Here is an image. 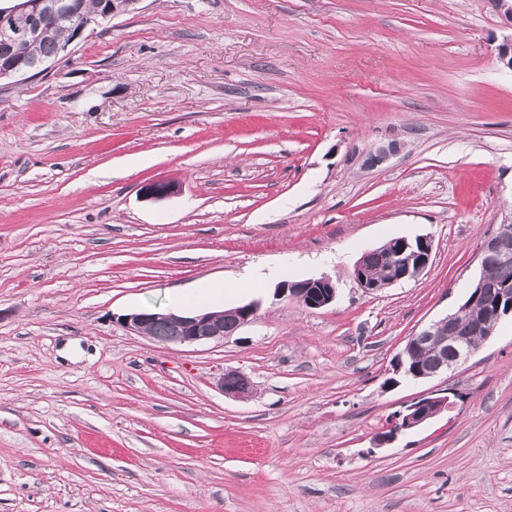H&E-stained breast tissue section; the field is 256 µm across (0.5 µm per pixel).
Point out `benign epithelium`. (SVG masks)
<instances>
[{"instance_id": "obj_1", "label": "benign epithelium", "mask_w": 512, "mask_h": 512, "mask_svg": "<svg viewBox=\"0 0 512 512\" xmlns=\"http://www.w3.org/2000/svg\"><path fill=\"white\" fill-rule=\"evenodd\" d=\"M9 5H0V38L14 43L30 42L39 39L45 32L47 0H8ZM140 0H102L100 11L94 16H85L77 11L69 12L64 22L69 28L70 39L57 46L56 57L67 56V49L75 41L83 40L95 33L104 20L135 9ZM28 18L27 26L18 28L13 24L17 15ZM46 61H32L24 57H12L0 60V83L17 84L41 73L40 67ZM175 193V185L168 181H154L142 187L146 198L161 199ZM418 251L409 256L404 263L390 268L387 276L379 281H371L365 274L363 261L354 266L353 279L367 294L379 293L406 280L421 276L432 261V242L428 237L417 238ZM277 293H288L309 309H320L336 300V283L329 277L311 278L309 280L288 284L277 288ZM256 305L234 308L226 313L212 312L205 314H174L154 310H144L123 316L121 323L127 330L141 334H150V328L158 324L174 326L178 335L163 339L165 343L194 344L205 340L222 339L228 335L224 329V316L235 319L231 331H236L255 314ZM469 312L476 319L474 329L488 339L498 325L507 317H512V289L500 284H492L485 278L473 280L469 292L458 307L444 317L415 332L398 354L394 369L396 374L404 373L414 380L429 379L454 369L471 358L479 349L474 336H450L448 345L433 351L429 368L422 371L407 368L412 354L426 347L435 336L436 331L453 328L457 316ZM221 391L232 398L245 400L250 397L251 385L247 377L232 373L230 379L219 381ZM450 407L446 396H426L417 399L398 412L391 422L390 429L378 439L384 445L394 441L403 431L416 428L435 418Z\"/></svg>"}]
</instances>
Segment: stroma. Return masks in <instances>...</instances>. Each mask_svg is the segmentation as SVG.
Instances as JSON below:
<instances>
[{"label": "stroma", "instance_id": "35a3bbf8", "mask_svg": "<svg viewBox=\"0 0 512 512\" xmlns=\"http://www.w3.org/2000/svg\"><path fill=\"white\" fill-rule=\"evenodd\" d=\"M510 37L491 0H140L0 86V512H512V320L392 372L512 220ZM420 236L419 278L357 288ZM323 275L327 307L275 294ZM180 293L259 307L191 345L121 326ZM430 394L450 409L377 445ZM402 238L390 239L377 249L367 254L365 258V268L363 261H357L353 269V279L367 294L379 293L387 288L399 284L406 280L416 279L421 276L432 261V242L428 237L417 238L418 251L414 252L404 263L396 262L397 255L400 252L399 242ZM390 270L388 271V269ZM365 270L373 280L371 281L365 274ZM224 376L220 379L219 386L225 395L240 400H245L250 397L251 385L247 377L234 372L230 379H227L224 384Z\"/></svg>", "mask_w": 512, "mask_h": 512}]
</instances>
